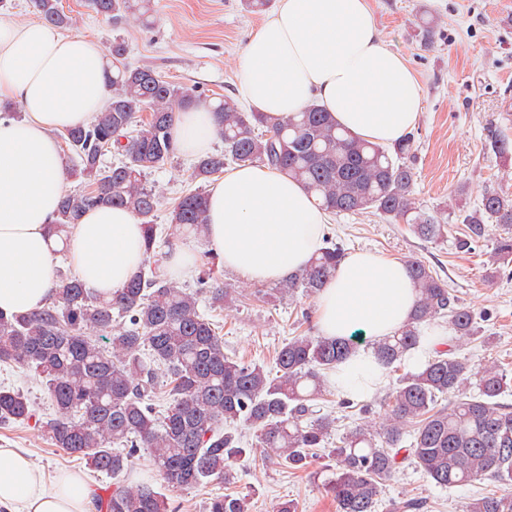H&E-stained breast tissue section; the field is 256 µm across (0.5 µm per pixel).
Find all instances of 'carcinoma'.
<instances>
[{
    "instance_id": "1",
    "label": "carcinoma",
    "mask_w": 512,
    "mask_h": 512,
    "mask_svg": "<svg viewBox=\"0 0 512 512\" xmlns=\"http://www.w3.org/2000/svg\"><path fill=\"white\" fill-rule=\"evenodd\" d=\"M31 4L44 22L71 26L61 0ZM89 7L116 25L134 19L147 29L154 26L152 0H89ZM108 55L107 104L88 123L60 133L83 186L64 191L51 230L64 236L90 209L125 208L143 224L142 267L110 297L60 272L51 302L29 312L0 313V364L42 378L54 409L44 432L52 446L112 479L102 499L106 512H176L154 483L129 481L142 448L173 490L236 483V465L249 452L240 425L292 471L305 472L319 458L334 462L325 490L336 512H376L383 484L406 462L442 488L487 478L500 482L505 489L467 502L465 512H512V404L502 401L507 371L485 365L473 373L450 347L473 338L477 321L424 261L404 260L417 292L414 313L373 349L391 368L403 364L424 330L441 320H448L452 335L443 341L446 348L389 388L383 399L387 423L379 430L364 424L339 434L336 416L326 408L332 395L327 375L356 350L352 339L292 336L277 348L272 372L224 352V338L200 304L222 311L235 302L237 290L224 286L221 261L208 251L193 288L161 273L159 251L173 248V240L156 224L161 198L147 184V175L176 154L171 129L178 113L201 95L150 66L129 65L121 41L111 44ZM208 105L224 148L194 162L191 178L201 186L169 207L175 231L204 233L208 194L202 184L232 162L264 164L288 175L329 213L368 210L389 224L408 225L427 242L447 234L446 210L423 208L414 198L413 135L390 147L371 143L340 127L316 103L275 120L246 112L229 97ZM490 147L503 161L512 159L508 130L494 129ZM108 151L119 156L110 165L103 163ZM457 219L466 225L462 248L486 239L491 224L500 230L484 274L494 281L512 263V192L489 188L477 209L463 210ZM343 257L344 249L329 241L296 275L251 296L315 298ZM33 416L23 393L0 387V427ZM423 507V501L406 497L390 503L389 512ZM249 509V498L234 491L204 505V512Z\"/></svg>"
}]
</instances>
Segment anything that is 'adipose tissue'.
I'll return each instance as SVG.
<instances>
[{
    "mask_svg": "<svg viewBox=\"0 0 512 512\" xmlns=\"http://www.w3.org/2000/svg\"><path fill=\"white\" fill-rule=\"evenodd\" d=\"M107 71L104 48L88 36L0 21V102L18 103L23 113L0 120L1 313L34 310L55 295L59 254L104 296L123 288L142 264L143 227L128 210H91L64 238L50 231L64 190L57 135L104 107ZM239 84L269 118L315 102L353 135L379 144L408 133L422 107L421 82L383 43L371 0H280L242 54ZM217 137L204 103L181 112L173 128L179 153L189 157L208 152ZM326 222L301 183L264 165L239 166L208 192L205 243L241 279L275 283L311 261ZM416 300L403 262L353 251L317 296L319 333L394 335ZM385 378L370 347L356 349L333 374L337 393L347 397L372 395ZM0 512H95L93 488L74 471L46 479L24 449L0 448Z\"/></svg>",
    "mask_w": 512,
    "mask_h": 512,
    "instance_id": "1",
    "label": "adipose tissue"
}]
</instances>
